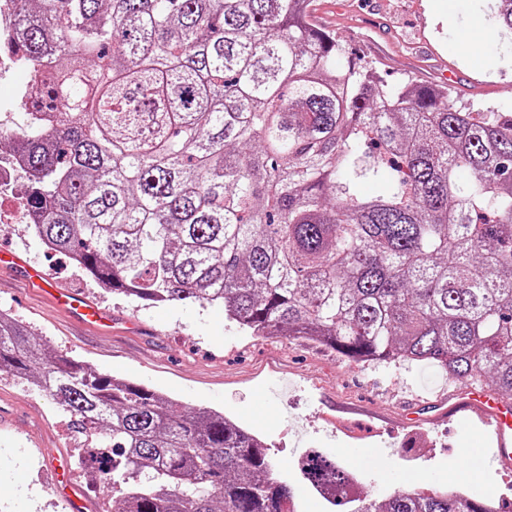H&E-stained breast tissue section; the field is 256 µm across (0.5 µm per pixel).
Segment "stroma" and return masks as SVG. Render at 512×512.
<instances>
[{"label": "stroma", "instance_id": "obj_1", "mask_svg": "<svg viewBox=\"0 0 512 512\" xmlns=\"http://www.w3.org/2000/svg\"><path fill=\"white\" fill-rule=\"evenodd\" d=\"M479 7L478 0H461L454 11L448 0H313L312 13L351 53L375 63L387 84L440 85L452 74L451 105L512 113V47L480 14L484 40L461 36ZM489 54L494 65L476 64ZM2 250L22 263L0 269V312L100 373L224 412L260 437L299 512H331L298 469L312 449L353 470L371 497L458 485L512 512L505 495L512 466L493 462L484 427L436 417L468 381L407 362L358 365L310 341L249 336L219 306L131 301L100 288L23 224L0 223ZM31 268L46 274L43 288L27 286ZM59 288L83 293L108 314L106 325L92 330L61 313L51 300ZM64 418L43 393L0 374V512H71V493L85 512L111 505V487L89 472L87 451L61 427ZM356 448L377 452V466L353 460Z\"/></svg>", "mask_w": 512, "mask_h": 512}]
</instances>
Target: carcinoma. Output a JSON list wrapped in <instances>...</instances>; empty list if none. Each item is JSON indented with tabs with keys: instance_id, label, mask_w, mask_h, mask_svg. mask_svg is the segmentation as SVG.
<instances>
[{
	"instance_id": "carcinoma-1",
	"label": "carcinoma",
	"mask_w": 512,
	"mask_h": 512,
	"mask_svg": "<svg viewBox=\"0 0 512 512\" xmlns=\"http://www.w3.org/2000/svg\"><path fill=\"white\" fill-rule=\"evenodd\" d=\"M512 37V0H493ZM52 62L40 109L0 128L30 174V225L100 287L224 307L252 336L354 363L488 379L512 400V115L456 109L309 22L310 0H14ZM363 182L387 184L365 195ZM0 372L96 439L112 512H290L257 435L42 347L0 313ZM301 472L336 505L350 472ZM345 512H495L398 490Z\"/></svg>"
}]
</instances>
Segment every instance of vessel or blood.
I'll use <instances>...</instances> for the list:
<instances>
[{"mask_svg":"<svg viewBox=\"0 0 512 512\" xmlns=\"http://www.w3.org/2000/svg\"><path fill=\"white\" fill-rule=\"evenodd\" d=\"M57 305L88 325L104 317L102 310L89 305L84 297L74 291L59 292ZM449 421L479 422L487 426L502 462L512 461V404L492 399L477 389L457 392L455 401L448 408Z\"/></svg>","mask_w":512,"mask_h":512,"instance_id":"1","label":"vessel or blood"}]
</instances>
